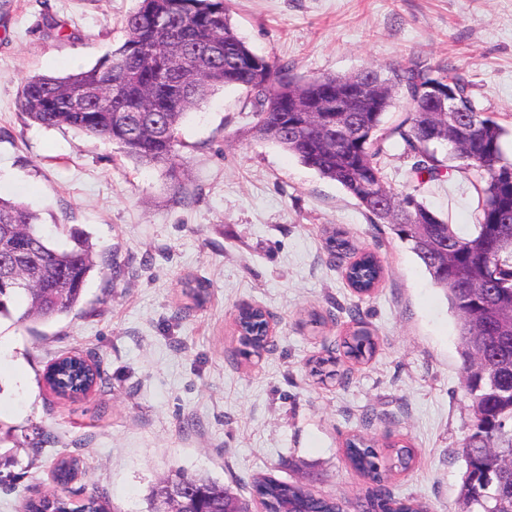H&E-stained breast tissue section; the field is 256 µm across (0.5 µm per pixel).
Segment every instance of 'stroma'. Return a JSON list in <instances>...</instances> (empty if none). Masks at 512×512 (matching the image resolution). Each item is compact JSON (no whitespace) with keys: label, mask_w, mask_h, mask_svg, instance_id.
Segmentation results:
<instances>
[{"label":"stroma","mask_w":512,"mask_h":512,"mask_svg":"<svg viewBox=\"0 0 512 512\" xmlns=\"http://www.w3.org/2000/svg\"><path fill=\"white\" fill-rule=\"evenodd\" d=\"M136 5L0 0V197L37 211L55 246L69 247L70 229H80L120 268L116 277L91 273L69 316L0 319V458L16 477L0 487V512L52 490L49 466L63 456L82 461L74 490L105 496L112 512H145L152 488L179 468L224 483L253 512L258 474L351 503L369 487L344 454L356 433L413 448L395 495L458 512L471 412L444 292L339 184L253 138L242 89L221 88L188 111L171 168L20 112L25 77L89 69L123 43ZM228 5L250 48L299 77L412 62L458 69L477 106L507 129L512 159V0ZM385 148L394 192L416 194L468 233L477 196L464 175L417 179L399 138ZM334 229L381 258L385 278L371 296L348 287L344 260L326 244ZM190 281L204 285L203 301L187 296ZM244 303L271 317L259 355L239 342ZM363 327L379 347L357 363L340 340ZM74 351L99 367L101 382L72 401L56 397L43 373Z\"/></svg>","instance_id":"stroma-1"}]
</instances>
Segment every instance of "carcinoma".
<instances>
[{
    "label": "carcinoma",
    "instance_id": "carcinoma-1",
    "mask_svg": "<svg viewBox=\"0 0 512 512\" xmlns=\"http://www.w3.org/2000/svg\"><path fill=\"white\" fill-rule=\"evenodd\" d=\"M145 0L125 19V41L87 70L65 76L31 75L19 96L27 120L46 128H69L116 144L128 158L154 165L174 164L177 125L191 106L205 103L218 87L235 86L253 97V137L271 142L294 155L304 166L339 185L368 213L371 223L386 224L419 259L432 283L442 289L457 318L458 339L472 418L461 443L465 472L459 492V512H512V192L499 171L512 169L503 159L508 132L476 105L469 83L452 71L433 74L419 63L384 70L371 68L380 90L363 105L349 93L362 75L303 79L288 66L263 60L240 36L226 0H153V14L144 12ZM449 83L461 97L470 122L479 132L475 148L449 155L461 172H471L477 194L476 224L459 234L448 218L431 210L413 193H396L387 186L382 157L388 139L399 137L413 153L416 177L438 180L445 164L425 135L423 112L429 87ZM91 89L95 98L76 110L64 97ZM330 92L350 109L346 118L361 129L336 137V127L315 133L307 127L304 104ZM402 104L405 118L393 128L384 116ZM393 199L392 214L377 209L376 199ZM39 214L27 205L0 198V259L14 241L24 242L35 264L26 273L8 275L0 263V318L50 322L74 312L83 300L90 273L113 263L98 253L84 232L73 229V246L56 248L40 229ZM384 268L378 258L361 253L347 269V280L359 293L380 283ZM240 333L249 337L252 352L264 351L265 324L260 309L247 306L238 317ZM356 360L372 354L376 340L367 331L347 345ZM44 382L57 394L82 392L95 382V373L76 356L56 361ZM351 465L371 484L386 486L396 472L407 470L412 449L396 442L385 450L365 438L346 446ZM79 470L76 459L60 460L50 468L61 491L31 497L22 512H110L94 496L74 510L66 492ZM187 485L191 496L207 493L208 512H224L233 497L224 485L184 471L167 477L153 489L147 512L173 485ZM268 501L269 512H336V499L313 495L300 484L271 477L255 481ZM366 512H426L412 497H386L375 488L367 492Z\"/></svg>",
    "mask_w": 512,
    "mask_h": 512
}]
</instances>
